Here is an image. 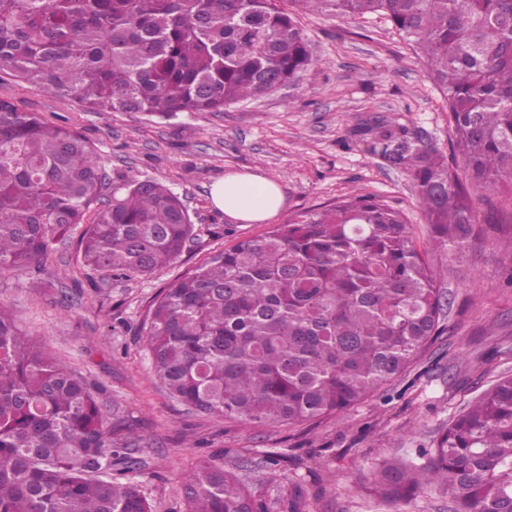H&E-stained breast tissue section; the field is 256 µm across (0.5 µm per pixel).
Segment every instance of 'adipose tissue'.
I'll return each mask as SVG.
<instances>
[{"label":"adipose tissue","instance_id":"ef3b65f1","mask_svg":"<svg viewBox=\"0 0 512 512\" xmlns=\"http://www.w3.org/2000/svg\"><path fill=\"white\" fill-rule=\"evenodd\" d=\"M210 199L224 214L246 223L274 218L285 203L277 183L251 172L225 174L212 184Z\"/></svg>","mask_w":512,"mask_h":512}]
</instances>
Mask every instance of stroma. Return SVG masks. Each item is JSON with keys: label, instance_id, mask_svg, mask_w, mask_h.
I'll list each match as a JSON object with an SVG mask.
<instances>
[{"label": "stroma", "instance_id": "stroma-1", "mask_svg": "<svg viewBox=\"0 0 512 512\" xmlns=\"http://www.w3.org/2000/svg\"><path fill=\"white\" fill-rule=\"evenodd\" d=\"M314 59L299 85L220 112L170 119L89 110L25 89L0 71V98L79 131L106 170L162 182L187 207L197 236L147 278L103 279L83 266L77 237L57 243L26 273H0V305L26 337L98 390L103 413L140 437L129 471L153 512H185L184 477L210 461L255 487L266 512H448L425 488L383 502L373 494L384 463L423 462L449 419L501 375L512 374V249L490 238L432 250L450 298L442 336L401 380L336 418L259 427L198 413L152 379L143 345L149 301L187 270L238 240L269 231L352 194H375L402 211L419 243L427 224L408 175L371 149L362 124L380 117L425 134L441 151L453 138L448 108L424 57L387 18L312 14L297 0ZM254 172L279 184L274 221L246 224L215 209L211 184Z\"/></svg>", "mask_w": 512, "mask_h": 512}]
</instances>
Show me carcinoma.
<instances>
[{"mask_svg":"<svg viewBox=\"0 0 512 512\" xmlns=\"http://www.w3.org/2000/svg\"><path fill=\"white\" fill-rule=\"evenodd\" d=\"M342 19L384 15L443 92L464 176L427 138L383 130L372 150L405 170L429 226L350 195L211 255L150 302L144 343L170 397L260 426L321 423L397 381L440 335L446 296L429 250L492 232L470 190L512 191V0H302ZM284 0H0V67L26 88L98 110L222 112L313 64ZM84 225L85 266L147 276L195 239L163 184L107 173L80 133L0 98V272H22ZM91 388L0 307V512H153ZM437 487L455 512H512V375L449 422L422 465H390L382 500ZM186 512H264L232 470L184 482Z\"/></svg>","mask_w":512,"mask_h":512,"instance_id":"cac0c4a2","label":"carcinoma"}]
</instances>
